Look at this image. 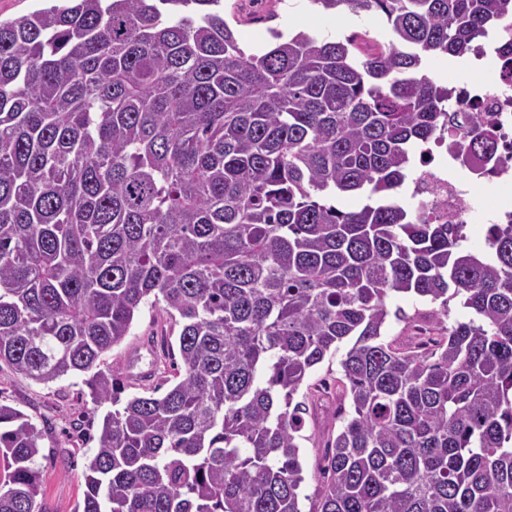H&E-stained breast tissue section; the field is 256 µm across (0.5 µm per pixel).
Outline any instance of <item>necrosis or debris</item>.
<instances>
[{
	"instance_id": "obj_1",
	"label": "necrosis or debris",
	"mask_w": 512,
	"mask_h": 512,
	"mask_svg": "<svg viewBox=\"0 0 512 512\" xmlns=\"http://www.w3.org/2000/svg\"><path fill=\"white\" fill-rule=\"evenodd\" d=\"M464 78L450 80L454 108L482 113L494 137L492 158L472 153L460 132L423 149L424 168L413 180L409 202L437 224L469 225L476 209L491 224L512 222V25L503 24L476 45Z\"/></svg>"
}]
</instances>
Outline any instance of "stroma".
Returning <instances> with one entry per match:
<instances>
[{"label":"stroma","mask_w":512,"mask_h":512,"mask_svg":"<svg viewBox=\"0 0 512 512\" xmlns=\"http://www.w3.org/2000/svg\"><path fill=\"white\" fill-rule=\"evenodd\" d=\"M224 17L245 52L255 53L266 44V30L283 33L305 31L340 37L353 32L382 38L386 21L379 15H356L345 11L328 17L309 0H224ZM180 329L161 307L144 306L127 336L105 353L104 362L121 374L129 393L143 392L172 379V358L178 352ZM339 355L327 356L314 368L300 389L301 395L322 396L324 402L308 416L301 456L305 469V491L313 493L322 475L319 469L323 437L336 428V380L341 376ZM81 384L68 378L44 385L14 374L0 363V403L18 408L44 429L46 459L41 460V489L53 512H75L85 489L82 477L84 452L89 438L74 428L76 421L92 424L102 412L81 394Z\"/></svg>","instance_id":"35a3bbf8"}]
</instances>
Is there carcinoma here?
<instances>
[{
    "label": "carcinoma",
    "instance_id": "carcinoma-1",
    "mask_svg": "<svg viewBox=\"0 0 512 512\" xmlns=\"http://www.w3.org/2000/svg\"><path fill=\"white\" fill-rule=\"evenodd\" d=\"M309 2L381 14L389 39L271 28L248 54L223 0L0 21V362L112 405L81 512H512V223L485 253L396 195L450 125L493 155L425 66L512 0ZM398 294L435 305L429 348L382 339ZM454 299L468 321L447 322ZM149 302L180 326L177 382L124 398L102 356ZM343 345L340 425L303 496L314 404L295 395ZM43 440L0 404V512H50Z\"/></svg>",
    "mask_w": 512,
    "mask_h": 512
}]
</instances>
